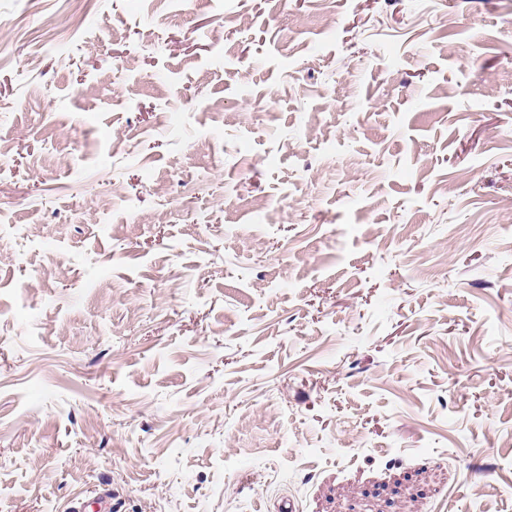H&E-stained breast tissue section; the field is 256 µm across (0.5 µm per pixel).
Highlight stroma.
<instances>
[{"mask_svg": "<svg viewBox=\"0 0 512 512\" xmlns=\"http://www.w3.org/2000/svg\"><path fill=\"white\" fill-rule=\"evenodd\" d=\"M0 0V512H512V0ZM114 500L112 492L109 489L103 488L93 497L81 501L77 500L69 510L70 512H118L119 510ZM89 508L95 511H88Z\"/></svg>", "mask_w": 512, "mask_h": 512, "instance_id": "1", "label": "stroma"}]
</instances>
